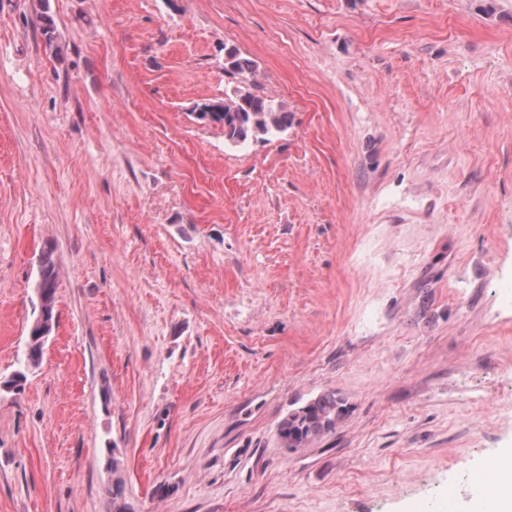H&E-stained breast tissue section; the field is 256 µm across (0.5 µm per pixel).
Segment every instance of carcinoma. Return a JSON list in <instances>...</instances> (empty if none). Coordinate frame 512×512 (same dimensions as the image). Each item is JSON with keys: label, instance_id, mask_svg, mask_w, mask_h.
Here are the masks:
<instances>
[{"label": "carcinoma", "instance_id": "1", "mask_svg": "<svg viewBox=\"0 0 512 512\" xmlns=\"http://www.w3.org/2000/svg\"><path fill=\"white\" fill-rule=\"evenodd\" d=\"M41 30L47 44L54 43L55 22L48 14L47 0H42ZM224 73L240 79L233 94L226 98L209 99L196 107V119L205 124L223 128L224 143L232 149H246L256 143L269 142L292 125V113L282 103H274L254 91L250 79L255 66L240 57L234 48L227 49ZM37 278L41 279L51 297H56L59 269L55 246L45 244L37 256ZM27 380L25 364H20L10 377L1 381L0 388L19 394ZM349 413L346 400L334 392L320 394L304 404L291 408L278 423L277 433L287 448L320 440L336 430L337 424ZM113 512H128L125 504L124 481L117 478L112 483Z\"/></svg>", "mask_w": 512, "mask_h": 512}]
</instances>
